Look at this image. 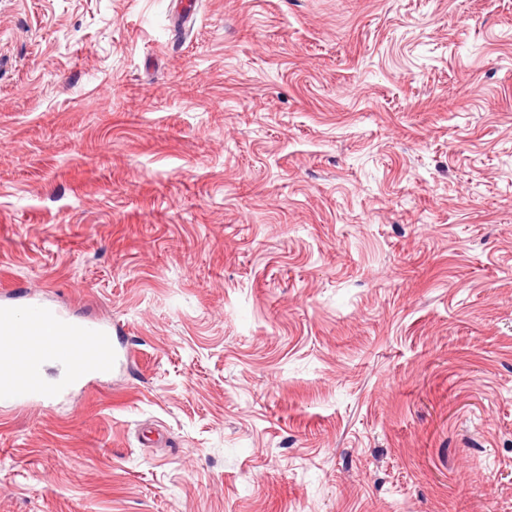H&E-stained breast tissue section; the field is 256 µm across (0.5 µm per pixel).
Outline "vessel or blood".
Instances as JSON below:
<instances>
[{
	"instance_id": "1",
	"label": "vessel or blood",
	"mask_w": 512,
	"mask_h": 512,
	"mask_svg": "<svg viewBox=\"0 0 512 512\" xmlns=\"http://www.w3.org/2000/svg\"><path fill=\"white\" fill-rule=\"evenodd\" d=\"M69 367L54 381L43 376L46 360ZM130 360L112 342V330L91 319H75L65 311L29 299L24 309L0 304V401L37 399L52 403L71 394L91 377L111 375Z\"/></svg>"
}]
</instances>
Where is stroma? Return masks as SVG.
<instances>
[{
    "label": "stroma",
    "instance_id": "35a3bbf8",
    "mask_svg": "<svg viewBox=\"0 0 512 512\" xmlns=\"http://www.w3.org/2000/svg\"><path fill=\"white\" fill-rule=\"evenodd\" d=\"M27 293L132 361L0 512H512V0H0Z\"/></svg>",
    "mask_w": 512,
    "mask_h": 512
}]
</instances>
